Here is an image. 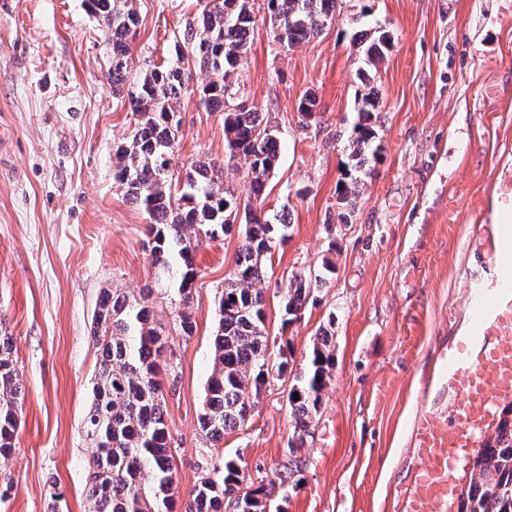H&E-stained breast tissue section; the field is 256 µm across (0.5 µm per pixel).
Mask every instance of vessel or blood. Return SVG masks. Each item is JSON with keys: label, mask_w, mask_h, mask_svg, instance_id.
Returning <instances> with one entry per match:
<instances>
[{"label": "vessel or blood", "mask_w": 512, "mask_h": 512, "mask_svg": "<svg viewBox=\"0 0 512 512\" xmlns=\"http://www.w3.org/2000/svg\"><path fill=\"white\" fill-rule=\"evenodd\" d=\"M495 254L504 268L497 287L469 291L474 332L441 356V375L456 396L452 420L438 426L424 418L415 426L402 512H449L474 449L512 403V236L499 239Z\"/></svg>", "instance_id": "b4317fda"}]
</instances>
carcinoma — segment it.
I'll list each match as a JSON object with an SVG mask.
<instances>
[{
	"mask_svg": "<svg viewBox=\"0 0 512 512\" xmlns=\"http://www.w3.org/2000/svg\"><path fill=\"white\" fill-rule=\"evenodd\" d=\"M195 25L182 33L176 62L149 65L129 82L127 37L137 25L131 0H87L91 14L109 31L112 64L106 80L115 95H126L137 116L129 142L116 153L117 182L132 203L144 211L155 256L153 284L129 297L115 291L101 295L93 315V336L101 351L93 398L84 417V436L93 448L88 493L93 512H173V448L167 410L158 376L172 369L169 334L157 322L154 299L172 297L173 328L193 334L189 312L197 277L193 254L206 238L214 240L241 224L242 241L233 275L225 280L218 303L219 323L213 341V371L207 382L199 426L207 442L218 447L228 431L242 427L252 415L271 374L288 373L293 359L279 352L272 360L265 335L263 259L275 239L285 238V217L272 224L262 203L274 173L280 142L261 113L238 98L237 68L250 49L256 23L249 0H199ZM337 0H268L274 39L293 46L316 35L335 15ZM388 34L380 31L359 46L369 67L380 61ZM206 72L201 103L224 113L230 151L250 158L244 190L224 187L223 167L197 161L188 167L175 160L181 124L177 104L188 91L193 72ZM377 101L361 96L360 121L350 145L353 168L339 189L340 203L353 205L359 196L375 137ZM323 276L294 273L285 284L283 324L297 318L310 297L312 282ZM13 338L0 333V456L13 450L18 434L23 389L12 359ZM332 353L328 336L314 344L307 367L295 376L288 402L292 438L288 441V475L273 472L269 488L234 496L243 472L234 460L210 463L211 475L195 486L184 512H267L266 498L299 468L297 449L305 444L330 377ZM299 400H294V396ZM478 479L470 480L457 512H512V418L504 413L493 439L473 461Z\"/></svg>",
	"mask_w": 512,
	"mask_h": 512,
	"instance_id": "obj_1",
	"label": "carcinoma"
}]
</instances>
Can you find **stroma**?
Wrapping results in <instances>:
<instances>
[{
    "label": "stroma",
    "mask_w": 512,
    "mask_h": 512,
    "mask_svg": "<svg viewBox=\"0 0 512 512\" xmlns=\"http://www.w3.org/2000/svg\"><path fill=\"white\" fill-rule=\"evenodd\" d=\"M251 7L240 94L278 132L263 212L289 224L264 259L269 340L289 346L298 370L317 334H328L333 353L297 451L301 470L270 508L398 512L415 422L448 420L437 354L472 329L467 291L495 287L500 268L487 241L512 228V0H339L334 19L292 47L273 39L267 0ZM133 8L135 75L174 60L198 8L196 0H133ZM378 30L390 46L365 86L356 40ZM108 35L85 0H0V331L14 338L24 387L15 449L0 460L12 479L0 512H91L82 422L99 367L96 302L106 290L138 294L153 279L148 221L115 179V151L134 117L105 80ZM370 91L378 101L371 174L344 210L338 188L358 97ZM308 92L317 108L304 125L297 106ZM179 110V161L216 160L225 185L240 189L246 166L229 154L223 113L195 90ZM240 244L231 233L197 248L195 330L173 336L177 367L161 375L179 501L206 476L207 458L237 460L254 489L288 461L293 378L272 379L219 447L199 430L217 303ZM309 271L326 279L283 325V287Z\"/></svg>",
    "instance_id": "obj_1"
}]
</instances>
